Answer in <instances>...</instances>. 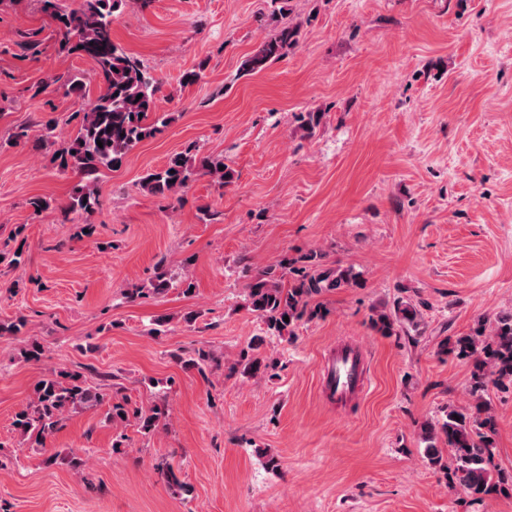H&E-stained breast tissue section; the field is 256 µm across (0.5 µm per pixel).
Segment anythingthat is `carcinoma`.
<instances>
[{"instance_id": "carcinoma-1", "label": "carcinoma", "mask_w": 512, "mask_h": 512, "mask_svg": "<svg viewBox=\"0 0 512 512\" xmlns=\"http://www.w3.org/2000/svg\"><path fill=\"white\" fill-rule=\"evenodd\" d=\"M42 10L50 16L62 37V49L69 54L89 58L94 65L99 93L75 112L77 131L63 137L54 151L59 171H73L83 184L77 186L69 202L60 208L63 220L75 212L91 213L100 206L94 183L101 169H116L132 150L154 137L175 120L172 112H160L156 94L159 82L151 77L142 61L119 49L112 41V20L125 0H79L77 7L66 9L60 0H41ZM299 26L288 22L276 27L242 63V73L255 74L269 63L285 57L297 43ZM103 146H98L97 142ZM206 175L220 186L233 182L234 171L224 161L194 153L189 146L172 154L165 165L150 170L139 185L153 196L168 199L186 189L195 177ZM360 274L350 267L325 268L308 254L284 258L276 266L256 267L247 283V306L266 326L271 336H292L303 319L322 316L314 297L331 290L356 286ZM289 321H284V318ZM420 314L415 307L399 303L394 311L380 312L371 318L372 327L384 336L400 329L418 327ZM441 353L473 361L469 382L471 404L464 409L448 408L441 422L427 421L421 426L424 453L429 463L442 465L438 442L444 441L453 469L450 484L475 501L502 489L505 479L494 476V439L496 416L485 400L488 384H512V313L497 317L470 334L448 338ZM244 369L251 375L274 365L259 355H244ZM106 397L103 386H90L82 375L54 370L44 375L35 387V399L15 416L14 426L28 440L43 445L61 425L65 415L81 406L101 405ZM134 415L139 428L148 433L156 427L162 412H128L126 404L112 405L109 418L125 421Z\"/></svg>"}]
</instances>
